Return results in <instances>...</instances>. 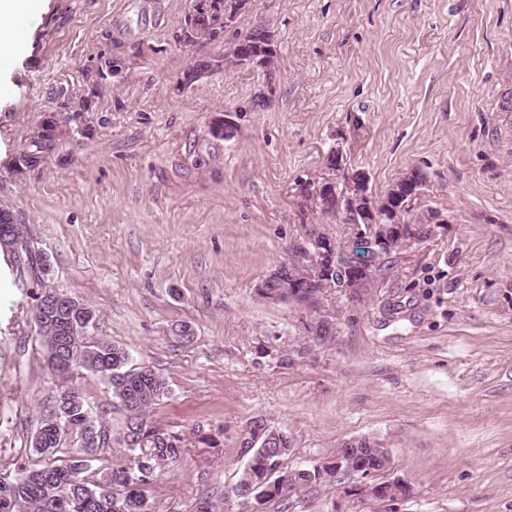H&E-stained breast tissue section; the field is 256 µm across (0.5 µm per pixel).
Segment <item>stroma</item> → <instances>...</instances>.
<instances>
[{"label":"stroma","mask_w":512,"mask_h":512,"mask_svg":"<svg viewBox=\"0 0 512 512\" xmlns=\"http://www.w3.org/2000/svg\"><path fill=\"white\" fill-rule=\"evenodd\" d=\"M191 5L44 0L25 52L0 70V206L50 266L19 288L0 254V471L64 383L33 330L54 288L89 301L97 336L170 386L151 417L185 443L150 488L157 512L204 498L223 512H372L352 494L367 482L356 472L284 502L224 499L255 415L292 437V468L379 440L392 464L378 481L411 487L398 512H512V0H251L223 42L268 24L275 71L232 67L185 86L192 60L223 44L183 46ZM108 57L122 69L106 77ZM87 93L92 112L66 111ZM224 110L237 124L228 141L209 132ZM52 115L66 135L18 170ZM335 148L379 196L417 171L414 213L441 210L448 230L363 298L268 303L256 283L311 225L356 244L315 196ZM324 312L335 330L320 341ZM182 324L191 340L175 335ZM79 383L119 430L110 388L88 373Z\"/></svg>","instance_id":"1"}]
</instances>
